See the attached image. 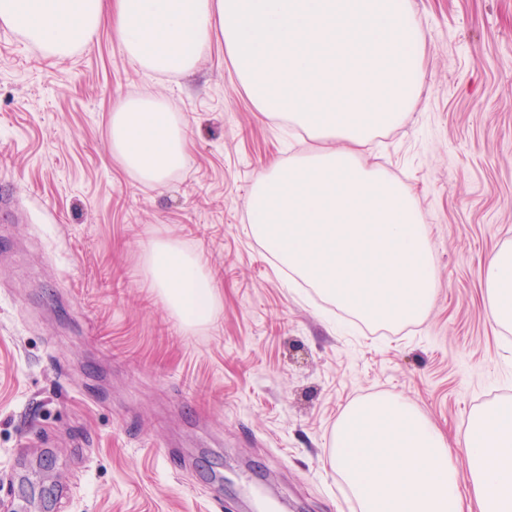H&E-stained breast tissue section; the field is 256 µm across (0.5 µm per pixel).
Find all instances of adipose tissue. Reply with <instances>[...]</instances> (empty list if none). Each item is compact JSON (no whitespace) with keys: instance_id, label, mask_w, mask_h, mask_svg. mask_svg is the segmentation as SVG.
<instances>
[{"instance_id":"obj_1","label":"adipose tissue","mask_w":512,"mask_h":512,"mask_svg":"<svg viewBox=\"0 0 512 512\" xmlns=\"http://www.w3.org/2000/svg\"><path fill=\"white\" fill-rule=\"evenodd\" d=\"M109 8L120 52L143 72H191L220 46L258 112L323 141L251 190L252 232L272 256L366 323L426 314L434 273L414 195L362 160L421 82L410 0H0V27L64 58L94 45ZM108 135L139 182L164 184L188 163L184 123L161 98L121 102ZM148 269L186 325L210 321L216 298L197 255L157 242ZM482 278L489 319L512 328V246L487 259ZM463 436L477 512H512V402L475 410Z\"/></svg>"}]
</instances>
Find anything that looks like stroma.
I'll list each match as a JSON object with an SVG mask.
<instances>
[{"label":"stroma","mask_w":512,"mask_h":512,"mask_svg":"<svg viewBox=\"0 0 512 512\" xmlns=\"http://www.w3.org/2000/svg\"><path fill=\"white\" fill-rule=\"evenodd\" d=\"M423 78L372 151L428 230L427 314L351 325L290 284L247 198L315 140L265 117L211 50L147 77L111 25L46 57L0 28V512H353L323 464L343 409L410 400L448 435L512 401V332L488 320L481 268L512 244V0H410ZM163 96L189 164L147 186L113 157L107 118ZM200 256L217 305L189 327L145 272L150 241Z\"/></svg>","instance_id":"obj_1"}]
</instances>
